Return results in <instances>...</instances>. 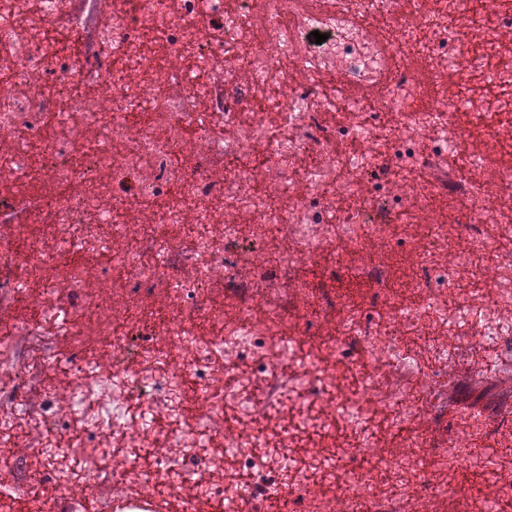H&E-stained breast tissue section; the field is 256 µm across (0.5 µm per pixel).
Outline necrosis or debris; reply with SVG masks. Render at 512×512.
I'll use <instances>...</instances> for the list:
<instances>
[{
    "instance_id": "necrosis-or-debris-1",
    "label": "necrosis or debris",
    "mask_w": 512,
    "mask_h": 512,
    "mask_svg": "<svg viewBox=\"0 0 512 512\" xmlns=\"http://www.w3.org/2000/svg\"><path fill=\"white\" fill-rule=\"evenodd\" d=\"M12 8L0 179L43 192L31 223L0 220V313L24 311L0 338V433L22 428L77 506L205 512L230 484L249 512L274 486L302 512H433L487 431L466 410L426 427L444 375L465 352L512 369V0H115L66 60L46 31L90 0ZM404 257L388 320L337 300L352 268L389 305ZM418 357L435 370L413 381Z\"/></svg>"
}]
</instances>
